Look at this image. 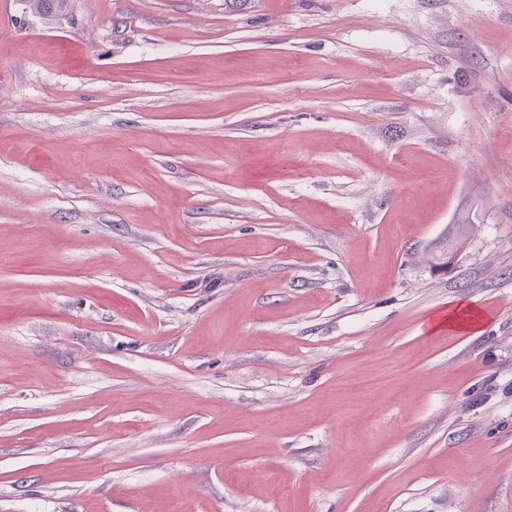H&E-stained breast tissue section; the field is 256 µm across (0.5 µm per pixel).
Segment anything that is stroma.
<instances>
[{
	"instance_id": "obj_1",
	"label": "stroma",
	"mask_w": 512,
	"mask_h": 512,
	"mask_svg": "<svg viewBox=\"0 0 512 512\" xmlns=\"http://www.w3.org/2000/svg\"><path fill=\"white\" fill-rule=\"evenodd\" d=\"M0 512H512V0H0ZM25 9L47 20L66 15L70 0H25ZM481 313L473 305H466L461 307L457 306L452 312L448 313V318H445L437 327L443 325L448 319V327L453 325L460 327H473L480 323Z\"/></svg>"
}]
</instances>
